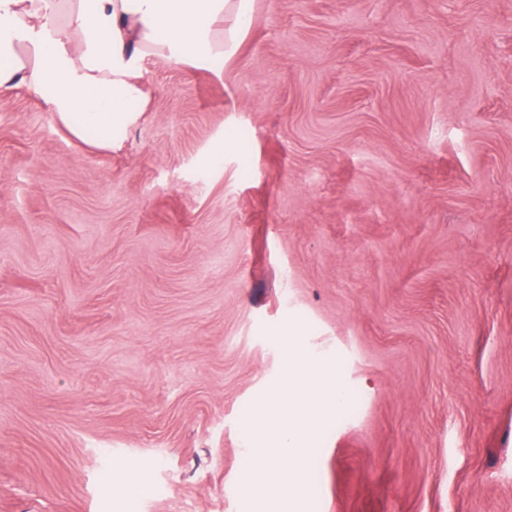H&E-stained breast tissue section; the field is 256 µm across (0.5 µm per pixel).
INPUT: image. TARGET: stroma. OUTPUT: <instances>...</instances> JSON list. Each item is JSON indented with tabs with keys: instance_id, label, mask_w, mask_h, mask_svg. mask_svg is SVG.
Returning a JSON list of instances; mask_svg holds the SVG:
<instances>
[{
	"instance_id": "35a3bbf8",
	"label": "stroma",
	"mask_w": 512,
	"mask_h": 512,
	"mask_svg": "<svg viewBox=\"0 0 512 512\" xmlns=\"http://www.w3.org/2000/svg\"><path fill=\"white\" fill-rule=\"evenodd\" d=\"M93 146L0 94V512H251L284 340L358 411L300 512H512V0H255Z\"/></svg>"
}]
</instances>
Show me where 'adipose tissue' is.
Instances as JSON below:
<instances>
[{"label": "adipose tissue", "mask_w": 512, "mask_h": 512, "mask_svg": "<svg viewBox=\"0 0 512 512\" xmlns=\"http://www.w3.org/2000/svg\"><path fill=\"white\" fill-rule=\"evenodd\" d=\"M253 11L254 0H0V93L52 84L47 111L73 135L86 124L97 128V145L107 148L114 126L136 120L125 101L142 94L139 59L232 58ZM78 114L83 124L75 123ZM343 402L332 369L313 362L300 337H288L282 377L252 418L256 442L243 478L249 498L291 512L310 433Z\"/></svg>", "instance_id": "adipose-tissue-1"}]
</instances>
